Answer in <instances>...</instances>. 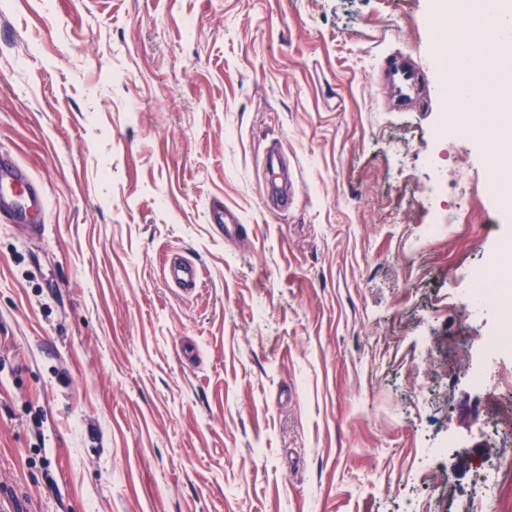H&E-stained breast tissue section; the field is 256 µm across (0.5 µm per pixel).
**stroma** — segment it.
Masks as SVG:
<instances>
[{"label":"stroma","mask_w":512,"mask_h":512,"mask_svg":"<svg viewBox=\"0 0 512 512\" xmlns=\"http://www.w3.org/2000/svg\"><path fill=\"white\" fill-rule=\"evenodd\" d=\"M439 4L0 0V152L46 199L0 223V512H467L487 466L512 512V353L465 302L512 220L434 136ZM390 56L425 72L402 111ZM211 215L214 224L221 227L224 232V238L238 235L242 230V220L240 214L228 208L212 209ZM165 275L170 283L186 294L193 293L200 281L198 267L190 261L179 258H172L165 264Z\"/></svg>","instance_id":"1"}]
</instances>
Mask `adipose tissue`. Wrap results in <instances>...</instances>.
I'll list each match as a JSON object with an SVG mask.
<instances>
[{"instance_id":"1","label":"adipose tissue","mask_w":512,"mask_h":512,"mask_svg":"<svg viewBox=\"0 0 512 512\" xmlns=\"http://www.w3.org/2000/svg\"><path fill=\"white\" fill-rule=\"evenodd\" d=\"M468 10L472 24L452 21L441 34L467 82L483 90L477 97L451 94V110L462 116L455 130L494 144L490 162L503 182L512 179V56L494 44L512 30V0H469Z\"/></svg>"}]
</instances>
